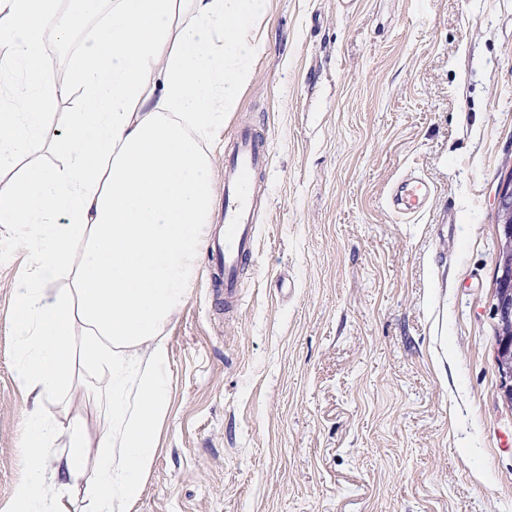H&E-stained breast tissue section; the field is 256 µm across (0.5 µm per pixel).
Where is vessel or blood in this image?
<instances>
[{
  "mask_svg": "<svg viewBox=\"0 0 512 512\" xmlns=\"http://www.w3.org/2000/svg\"><path fill=\"white\" fill-rule=\"evenodd\" d=\"M269 143L250 129H240L224 163V237L212 240L208 255L224 286L225 300L237 297L240 270L255 248L254 215L259 204L255 179L268 162ZM432 196L430 184L407 175L396 180L388 205L399 216L420 212Z\"/></svg>",
  "mask_w": 512,
  "mask_h": 512,
  "instance_id": "vessel-or-blood-1",
  "label": "vessel or blood"
}]
</instances>
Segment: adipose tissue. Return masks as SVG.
<instances>
[{"label":"adipose tissue","instance_id":"obj_1","mask_svg":"<svg viewBox=\"0 0 512 512\" xmlns=\"http://www.w3.org/2000/svg\"><path fill=\"white\" fill-rule=\"evenodd\" d=\"M0 0V88L21 79L24 108L0 97V224L28 255L15 286L16 381L53 399L75 357L106 376L95 393L109 412L84 487L91 512H130L142 496L169 413L164 328L195 279L210 233L213 190L201 150L248 82L262 49L268 0ZM99 19L71 83L50 76L45 37L61 45ZM79 91L65 134L48 111ZM64 160L40 164L47 150ZM67 278L69 288L56 290ZM51 413L23 427L25 476L9 512H66L62 488L78 479L85 435L58 453Z\"/></svg>","mask_w":512,"mask_h":512}]
</instances>
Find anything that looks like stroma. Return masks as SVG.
Masks as SVG:
<instances>
[{
  "instance_id": "stroma-1",
  "label": "stroma",
  "mask_w": 512,
  "mask_h": 512,
  "mask_svg": "<svg viewBox=\"0 0 512 512\" xmlns=\"http://www.w3.org/2000/svg\"><path fill=\"white\" fill-rule=\"evenodd\" d=\"M265 43L205 144L267 138L255 254L226 305L199 263L165 328L169 416L134 512H512V405L494 363L495 194L511 170L512 0H270ZM418 171L423 212L392 183ZM26 254L0 224V512L34 407L14 381ZM77 363L47 403L90 446L106 427ZM432 193V187L427 181L410 173L392 184L387 201L395 213L406 217L420 212Z\"/></svg>"
}]
</instances>
